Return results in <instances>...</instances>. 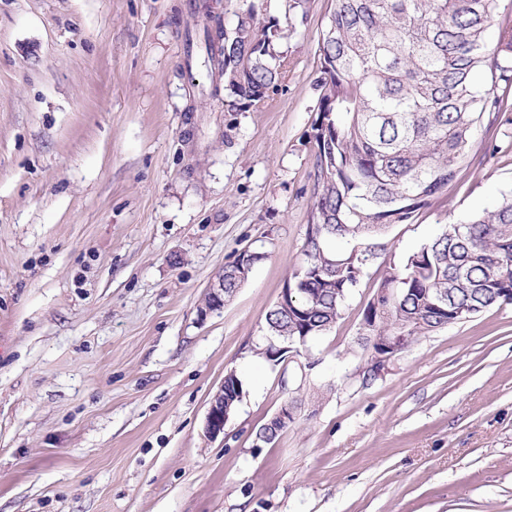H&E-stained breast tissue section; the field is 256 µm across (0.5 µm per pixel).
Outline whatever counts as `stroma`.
Here are the masks:
<instances>
[{"mask_svg":"<svg viewBox=\"0 0 512 512\" xmlns=\"http://www.w3.org/2000/svg\"><path fill=\"white\" fill-rule=\"evenodd\" d=\"M254 7L288 65L236 109L199 58ZM330 0H0V512H512V305L368 376L388 266L512 191L497 145L389 226L335 326L261 357L302 261ZM261 255L223 308L210 288ZM244 382L223 434L205 418ZM272 442L258 433L282 407Z\"/></svg>","mask_w":512,"mask_h":512,"instance_id":"35a3bbf8","label":"stroma"}]
</instances>
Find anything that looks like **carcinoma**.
<instances>
[{"instance_id": "cac0c4a2", "label": "carcinoma", "mask_w": 512, "mask_h": 512, "mask_svg": "<svg viewBox=\"0 0 512 512\" xmlns=\"http://www.w3.org/2000/svg\"><path fill=\"white\" fill-rule=\"evenodd\" d=\"M499 0H331L321 37L315 123L317 186L295 275L303 316L271 309L269 335L287 346L328 332L373 252L333 250L332 241L372 240L410 224L471 164L485 115L512 111V25L498 23ZM278 24L248 6L224 31V90L247 109L277 89L284 61ZM491 81L474 90L475 75ZM379 309L368 304V336H423L512 304V193L385 270Z\"/></svg>"}]
</instances>
